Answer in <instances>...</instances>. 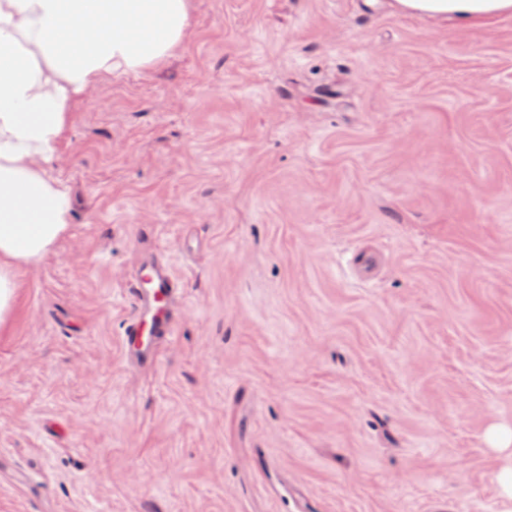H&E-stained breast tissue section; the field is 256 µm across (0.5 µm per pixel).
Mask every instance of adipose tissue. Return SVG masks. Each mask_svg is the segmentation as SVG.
Here are the masks:
<instances>
[{"instance_id":"adipose-tissue-1","label":"adipose tissue","mask_w":512,"mask_h":512,"mask_svg":"<svg viewBox=\"0 0 512 512\" xmlns=\"http://www.w3.org/2000/svg\"><path fill=\"white\" fill-rule=\"evenodd\" d=\"M401 12L467 25L512 14V0H397ZM189 0H0V320L15 276L65 234L70 199L45 167L75 98L180 47Z\"/></svg>"}]
</instances>
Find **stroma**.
Wrapping results in <instances>:
<instances>
[{"mask_svg": "<svg viewBox=\"0 0 512 512\" xmlns=\"http://www.w3.org/2000/svg\"><path fill=\"white\" fill-rule=\"evenodd\" d=\"M0 322V512H512V15L191 0L78 97ZM152 228L185 284L125 365Z\"/></svg>", "mask_w": 512, "mask_h": 512, "instance_id": "obj_1", "label": "stroma"}]
</instances>
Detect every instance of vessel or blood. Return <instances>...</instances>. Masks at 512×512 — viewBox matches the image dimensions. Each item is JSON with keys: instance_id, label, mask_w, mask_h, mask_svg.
Here are the masks:
<instances>
[{"instance_id": "obj_1", "label": "vessel or blood", "mask_w": 512, "mask_h": 512, "mask_svg": "<svg viewBox=\"0 0 512 512\" xmlns=\"http://www.w3.org/2000/svg\"><path fill=\"white\" fill-rule=\"evenodd\" d=\"M126 286L132 310L120 333L123 356L137 365H156L163 343L174 334L184 286L170 260L159 253L150 256Z\"/></svg>"}]
</instances>
